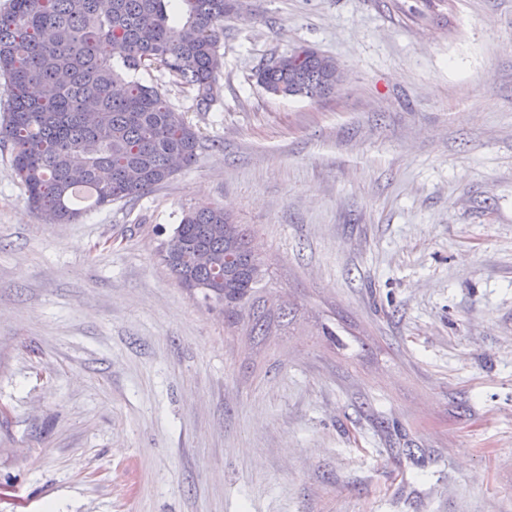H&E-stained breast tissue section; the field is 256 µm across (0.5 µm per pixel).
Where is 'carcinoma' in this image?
<instances>
[{
  "label": "carcinoma",
  "instance_id": "1",
  "mask_svg": "<svg viewBox=\"0 0 512 512\" xmlns=\"http://www.w3.org/2000/svg\"><path fill=\"white\" fill-rule=\"evenodd\" d=\"M11 0L0 15V77L10 95L0 142L30 205L49 220L71 223L83 210L134 198L168 181L172 166L190 167L203 149L199 132L165 95L125 72L156 66L177 73L200 104L214 98L224 15L233 0ZM103 43L112 57L100 55ZM264 66L258 82L285 95L336 89V61L310 48ZM161 263L185 288L208 286L234 327L267 336L275 315L260 295L269 266L250 231L218 205L185 211Z\"/></svg>",
  "mask_w": 512,
  "mask_h": 512
}]
</instances>
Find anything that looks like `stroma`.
<instances>
[{
  "mask_svg": "<svg viewBox=\"0 0 512 512\" xmlns=\"http://www.w3.org/2000/svg\"><path fill=\"white\" fill-rule=\"evenodd\" d=\"M300 48L331 94L258 84ZM219 52L206 107L134 72L204 138L141 197L47 223L0 143V512H512V0H237ZM203 203L269 336L159 261Z\"/></svg>",
  "mask_w": 512,
  "mask_h": 512,
  "instance_id": "35a3bbf8",
  "label": "stroma"
}]
</instances>
